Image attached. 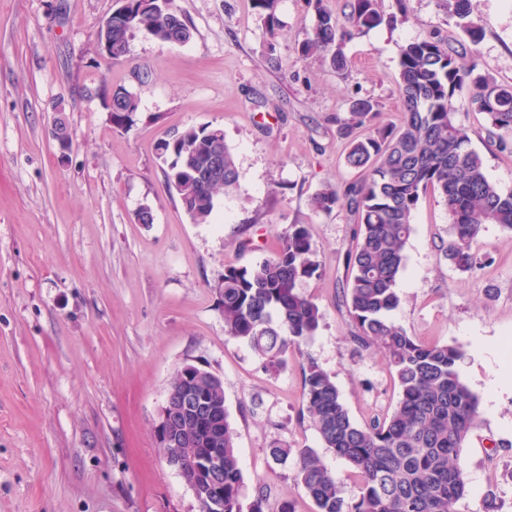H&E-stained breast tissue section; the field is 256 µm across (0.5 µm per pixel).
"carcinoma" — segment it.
<instances>
[{
  "instance_id": "cac0c4a2",
  "label": "carcinoma",
  "mask_w": 512,
  "mask_h": 512,
  "mask_svg": "<svg viewBox=\"0 0 512 512\" xmlns=\"http://www.w3.org/2000/svg\"><path fill=\"white\" fill-rule=\"evenodd\" d=\"M313 2L315 19L300 46L302 55H319L337 74L348 70L344 44L356 32L385 21L381 0H349V26L325 5ZM269 32L278 26L276 0H252ZM448 16L471 44L481 29L472 0H445ZM178 46L190 41L192 30L175 0H127L112 17V60L128 51L137 30ZM398 94L401 122L378 126L377 104L364 97L350 101L349 116L336 118L346 141L345 164L358 179L342 188L326 184L312 198L313 209L330 213L344 207L354 217V244L347 251L350 272L344 288L348 315L358 346L382 350L398 386V401L390 415L364 423L352 419L332 377L313 359L303 366L302 419L316 431L324 448L343 459L350 477L359 483L348 501L343 481L323 465L310 448L275 446V461L296 458V480L316 506V512H458L469 493L462 454L470 434L481 422L478 396L461 379L462 349L453 344L423 341L390 319L399 306L397 280L405 266V249L412 233V212L421 194L437 193L450 216V238L440 246L448 262L472 273L484 265L473 242L486 224H498L512 234V193H502L487 177L482 157L458 120L469 108L487 115L499 131L502 145L512 138V86L477 72L464 43L417 38L400 49ZM112 122L125 127L137 110V99L124 87L112 91ZM224 133L210 125L188 126L158 145L167 164L165 182L178 196L193 223L207 222L218 194L236 186L238 168L232 149L224 146V178L207 177L211 151ZM320 253L310 229L291 224L279 234L273 255L246 268L229 267L217 283L222 300L225 334L247 344L275 368L291 348L312 338L323 315L299 284L318 274ZM192 382L224 419V432L201 436L196 448L182 449L183 480L198 495L207 492L196 463L214 450L224 456V512H264L262 486L247 498L220 380L189 365L171 382L178 393Z\"/></svg>"
}]
</instances>
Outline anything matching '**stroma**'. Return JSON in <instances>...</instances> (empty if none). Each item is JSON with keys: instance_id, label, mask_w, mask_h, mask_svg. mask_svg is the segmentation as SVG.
I'll return each mask as SVG.
<instances>
[{"instance_id": "obj_1", "label": "stroma", "mask_w": 512, "mask_h": 512, "mask_svg": "<svg viewBox=\"0 0 512 512\" xmlns=\"http://www.w3.org/2000/svg\"><path fill=\"white\" fill-rule=\"evenodd\" d=\"M118 5L0 0V512H199L156 439L169 383L189 364L222 378L244 481L264 485L269 512L285 501L314 512L295 458L270 457L276 442L319 451L353 498L347 464L300 416L302 365L314 359L334 378L359 423L391 412L398 388L384 355L350 340L354 220L315 211L311 199L356 177L336 132L350 99L372 98L379 124H399L401 45L460 32L441 0H383L391 23L346 42L341 77L298 52L314 21L308 0H278L272 35L252 0H176L191 40L170 46L140 30L115 63L98 33ZM475 17L481 73L512 86V0H476ZM88 87L133 92L130 123L114 125ZM59 119L65 152L52 135ZM459 120L489 179L512 193V152L486 115ZM208 124L223 128L239 179L217 196L212 221L195 224L166 189L156 147ZM145 206L153 223L136 220ZM292 224L307 225L320 251L318 275L300 288L323 320L274 371L225 335L216 285L225 267L271 256ZM412 225L391 317L465 353L459 373L481 399L482 422L463 451L470 491L459 512H482L488 498L512 512V388L496 376L512 341V234L485 225L474 248L488 261L463 273L439 251L450 217L437 193L421 196ZM244 239L251 249L240 250Z\"/></svg>"}]
</instances>
